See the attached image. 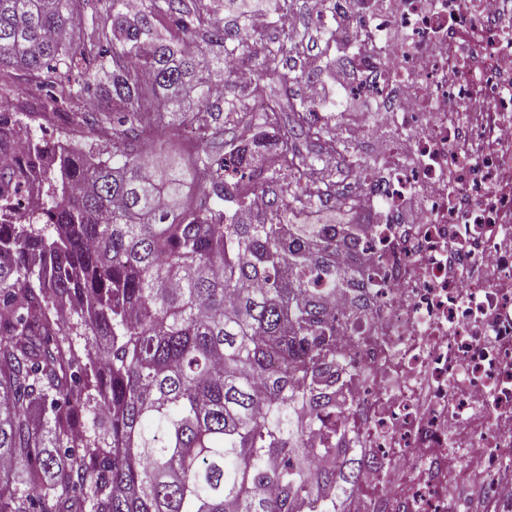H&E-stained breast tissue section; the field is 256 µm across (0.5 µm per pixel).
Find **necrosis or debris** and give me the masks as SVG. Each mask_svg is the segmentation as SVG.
<instances>
[{
	"mask_svg": "<svg viewBox=\"0 0 512 512\" xmlns=\"http://www.w3.org/2000/svg\"><path fill=\"white\" fill-rule=\"evenodd\" d=\"M491 2L323 0L386 133L349 171L379 208L349 246L367 279L331 301L346 445L375 461L360 512H512V32Z\"/></svg>",
	"mask_w": 512,
	"mask_h": 512,
	"instance_id": "1",
	"label": "necrosis or debris"
}]
</instances>
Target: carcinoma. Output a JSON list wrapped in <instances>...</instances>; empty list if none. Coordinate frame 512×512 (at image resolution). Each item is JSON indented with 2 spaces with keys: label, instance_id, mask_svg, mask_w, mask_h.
Instances as JSON below:
<instances>
[{
  "label": "carcinoma",
  "instance_id": "carcinoma-1",
  "mask_svg": "<svg viewBox=\"0 0 512 512\" xmlns=\"http://www.w3.org/2000/svg\"><path fill=\"white\" fill-rule=\"evenodd\" d=\"M158 18L225 47L224 28L188 0L87 23L78 0H0V67L43 72L54 89L31 118L112 144L104 159L75 140L35 141L18 113H0V512H86L88 484L92 512H332L328 491L360 490L365 463L346 456L352 365L329 303L362 272L336 267L362 235L296 223L340 181L296 163L283 140L280 165L296 172L288 207L274 197L270 218L237 222L271 117L225 153L194 142L186 159L148 157L153 115L205 140L244 107L224 59L183 50ZM251 37L242 16L234 46ZM303 40L283 25L258 63L283 89L303 78L289 66ZM192 94L200 107L188 113ZM85 97L109 108L56 111ZM291 108L294 127L325 134L317 108ZM20 140L24 159L7 154ZM30 186L51 199L40 225L20 211ZM298 448L321 466L308 471ZM16 476L31 495H17Z\"/></svg>",
  "mask_w": 512,
  "mask_h": 512
}]
</instances>
